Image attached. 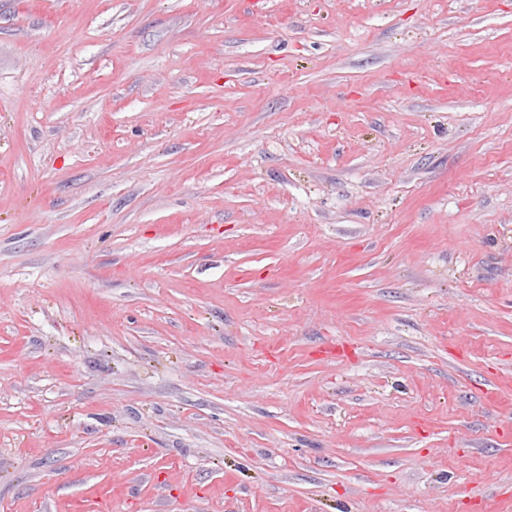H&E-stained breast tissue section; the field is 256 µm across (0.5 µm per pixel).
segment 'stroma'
I'll return each instance as SVG.
<instances>
[{"label": "stroma", "mask_w": 512, "mask_h": 512, "mask_svg": "<svg viewBox=\"0 0 512 512\" xmlns=\"http://www.w3.org/2000/svg\"><path fill=\"white\" fill-rule=\"evenodd\" d=\"M0 512H512V0H0Z\"/></svg>", "instance_id": "stroma-1"}]
</instances>
